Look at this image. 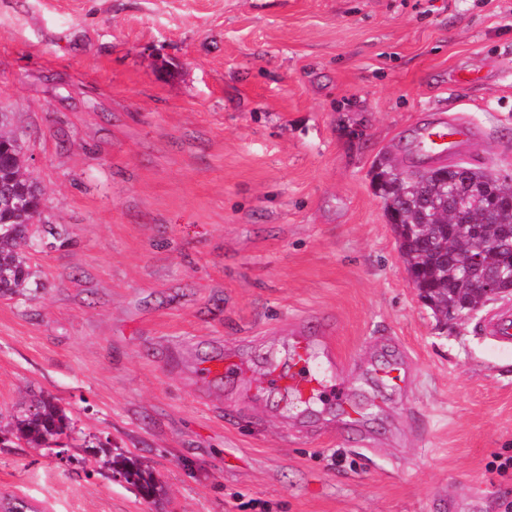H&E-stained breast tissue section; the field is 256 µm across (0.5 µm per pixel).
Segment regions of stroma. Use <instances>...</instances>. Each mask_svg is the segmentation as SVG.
<instances>
[{
    "label": "stroma",
    "mask_w": 512,
    "mask_h": 512,
    "mask_svg": "<svg viewBox=\"0 0 512 512\" xmlns=\"http://www.w3.org/2000/svg\"><path fill=\"white\" fill-rule=\"evenodd\" d=\"M1 112L44 193L31 232L60 236L0 297V415L52 396L166 496L15 442L0 505L512 512V341L480 328L512 298L439 322L371 175L442 113L512 175V0H0ZM300 317L345 361L304 414L262 381ZM216 353L247 381H201Z\"/></svg>",
    "instance_id": "35a3bbf8"
}]
</instances>
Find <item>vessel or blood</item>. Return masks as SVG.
I'll return each mask as SVG.
<instances>
[{
    "mask_svg": "<svg viewBox=\"0 0 512 512\" xmlns=\"http://www.w3.org/2000/svg\"><path fill=\"white\" fill-rule=\"evenodd\" d=\"M471 137L469 125L441 116L423 128L421 151L427 159L441 161L460 152ZM331 332L327 323L314 331L300 323L290 328L288 367L273 361L266 372L269 389L281 393L286 404H313L325 391L328 380L338 375L337 362L331 358L322 359L320 355V346ZM245 370L243 363L221 354L206 358L200 367L205 379L227 384L241 382Z\"/></svg>",
    "mask_w": 512,
    "mask_h": 512,
    "instance_id": "vessel-or-blood-1",
    "label": "vessel or blood"
}]
</instances>
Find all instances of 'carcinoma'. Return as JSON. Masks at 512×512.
<instances>
[{
  "label": "carcinoma",
  "instance_id": "cac0c4a2",
  "mask_svg": "<svg viewBox=\"0 0 512 512\" xmlns=\"http://www.w3.org/2000/svg\"><path fill=\"white\" fill-rule=\"evenodd\" d=\"M17 136L0 121V296H19L30 286L31 271L23 249L33 240L30 226L41 215L43 193L28 172V158L18 149ZM455 165L438 164L431 170L444 174L433 190L420 193L409 182H401L387 168L378 174L376 191L392 225L399 249L416 287L427 289L428 307L441 318L457 315L454 289L464 287L463 256L467 242H448L442 233L453 201ZM512 192L506 180H498L496 193L484 195L470 205V219L481 225L489 238L498 235L501 226L512 225V207L497 197ZM6 433L43 451L51 450V441L72 432L71 421L51 397H41L11 415ZM103 467L118 474L138 491L155 498L165 495L164 487L152 472L131 457L104 453Z\"/></svg>",
  "mask_w": 512,
  "mask_h": 512
}]
</instances>
